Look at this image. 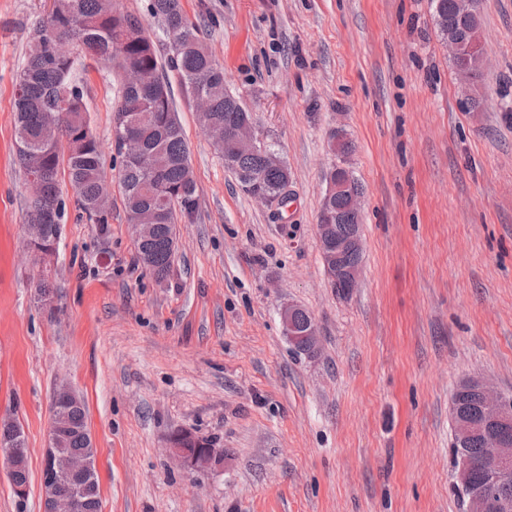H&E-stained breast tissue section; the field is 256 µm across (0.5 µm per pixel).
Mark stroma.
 Returning <instances> with one entry per match:
<instances>
[{
    "label": "stroma",
    "mask_w": 512,
    "mask_h": 512,
    "mask_svg": "<svg viewBox=\"0 0 512 512\" xmlns=\"http://www.w3.org/2000/svg\"><path fill=\"white\" fill-rule=\"evenodd\" d=\"M180 4L288 165L290 202L243 190L169 71L199 208L157 280L119 182L121 75L76 53L112 209L99 229L62 182V297L49 308L34 298L13 111L49 0H0V416L21 424L29 469L21 498L0 460V512H41L64 384L87 405L102 512H463L454 390L480 376L512 397V0H480L490 65L467 92L428 0ZM339 127L363 187L347 296L316 241ZM288 302L314 316L317 352L284 336ZM178 433L207 440L215 464L182 469L167 452Z\"/></svg>",
    "instance_id": "1"
}]
</instances>
